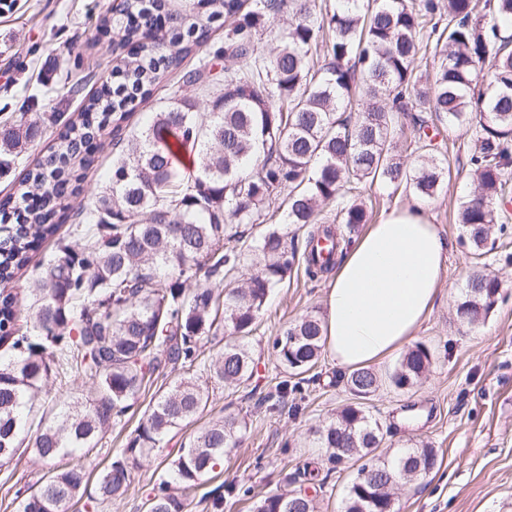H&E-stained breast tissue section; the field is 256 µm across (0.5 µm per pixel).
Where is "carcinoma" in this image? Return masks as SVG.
<instances>
[{
  "instance_id": "obj_1",
  "label": "carcinoma",
  "mask_w": 512,
  "mask_h": 512,
  "mask_svg": "<svg viewBox=\"0 0 512 512\" xmlns=\"http://www.w3.org/2000/svg\"><path fill=\"white\" fill-rule=\"evenodd\" d=\"M288 8L294 21L271 56L255 46L258 30ZM153 0H122L118 14L99 26L122 32L106 48L134 50L112 72L113 93L92 94L59 134L51 151L18 182L15 206L22 222L0 231V464L32 453L49 475L18 504V512H66L76 498L102 503L120 498L131 466L160 446L174 429L199 417L208 384L237 387L253 375L249 338L269 294L298 260L290 231L307 230L303 260L311 279L329 274L349 241L318 219L323 204L337 203L336 219L354 230L366 210L345 201L354 184L404 187L432 199L442 190L443 159L430 153L413 166L395 153L404 122L421 132L433 112L448 127L473 134L469 158L474 191L459 206L473 255L483 254L497 204L512 182V0H336L322 12L316 0H173L168 23L156 24ZM224 23V46L205 52L213 23ZM439 57L422 78L415 63L422 49ZM197 63L183 68L189 57ZM237 67L215 74L214 59ZM212 91L209 116L176 100L137 131L126 132L135 105L125 91L146 98L170 72ZM112 130L119 156L109 185L89 207L74 213L81 243L61 240L42 275L24 291L34 309L24 333L16 328L18 296L7 289L31 259L37 241L69 218L67 197L80 192L79 171L94 166L86 144ZM42 125L20 120L0 127V172L22 148L41 138ZM283 223L255 239V226L282 195ZM261 261L245 282L253 254ZM196 288H188V283ZM501 281L477 270L456 307L459 320L480 321L497 303ZM224 327V350L205 368L201 343ZM325 346L322 321L313 315L290 324L272 348L285 367L301 374ZM70 354L76 372L96 383L93 394L64 407L54 421L32 429L26 409L42 400L55 351ZM430 352L410 349L389 375L399 390L413 387L430 365ZM177 376L159 387L126 448L87 491L81 460L58 459L95 447L116 426L143 386L162 367ZM380 385L369 369L346 376L357 402L319 430L329 462L363 461L370 476L355 478L341 512H395L388 475L404 483L438 466L428 446L376 454L389 429L363 406ZM297 386L280 381L265 397L276 409ZM246 423L222 416L199 429L146 497L147 512H186L190 491L241 443ZM254 512H317L316 497L298 488L260 496Z\"/></svg>"
}]
</instances>
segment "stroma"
I'll list each match as a JSON object with an SVG mask.
<instances>
[{"label": "stroma", "instance_id": "obj_1", "mask_svg": "<svg viewBox=\"0 0 512 512\" xmlns=\"http://www.w3.org/2000/svg\"><path fill=\"white\" fill-rule=\"evenodd\" d=\"M112 3L14 0L11 10L0 13V125L14 122L24 112L46 128L41 139L15 157L10 173L0 176V201L14 193L18 181L46 153L70 117L80 112L85 99L109 80L112 64L106 48L113 37L103 33L96 19ZM176 98L200 105L206 101L202 90L184 84L179 74L172 73L139 107L137 119L160 111ZM428 123L438 157L457 171L439 195L425 204L430 221L440 226L451 243L441 296L413 339L414 344L429 349L431 363L408 390L396 389L388 380L400 354L375 365L381 385L366 407L390 428L383 454L423 442L439 455L440 462L429 477L396 488L398 512H512V213L500 212L502 226L492 229L489 251L482 261L471 258L457 213L460 201L472 190L467 160L473 137L433 117ZM111 175L112 139L107 136L97 144L95 165L82 193L68 200L70 211L88 206ZM351 196L363 203L371 224L391 210L418 202L411 191L379 184L359 186ZM480 263L498 275L502 288L487 317L469 325L457 320L455 308L470 273ZM328 288V279H309L303 264H296L271 293L259 327L249 339L255 361L253 379L229 390L210 384L207 410L196 421L173 430L160 448L141 458L123 497L103 504L81 499L71 502L68 512H145L148 493L181 444L228 411L245 419L244 442L198 488L187 512H210L206 495L220 486L226 489L224 512H252L253 493L285 490V476L308 463L317 472L312 484L319 512H340L356 471L331 468L316 438L318 428L334 422L337 413L353 402L343 369L329 354H322L295 395L298 411L271 410L261 402L279 381L289 377L272 352L273 339L284 326L304 316L325 317ZM170 379L169 371L160 372L156 385L142 391L121 422L90 451L85 459L90 476H97L125 448L158 386ZM93 389L89 378L53 374L46 387L45 406L63 407ZM46 471L30 454L0 466V512H17L18 493Z\"/></svg>", "mask_w": 512, "mask_h": 512}]
</instances>
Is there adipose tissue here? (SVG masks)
Here are the masks:
<instances>
[{
  "label": "adipose tissue",
  "instance_id": "obj_1",
  "mask_svg": "<svg viewBox=\"0 0 512 512\" xmlns=\"http://www.w3.org/2000/svg\"><path fill=\"white\" fill-rule=\"evenodd\" d=\"M449 244L420 206L368 225L337 265L323 323L342 369L384 361L403 348L434 307Z\"/></svg>",
  "mask_w": 512,
  "mask_h": 512
}]
</instances>
